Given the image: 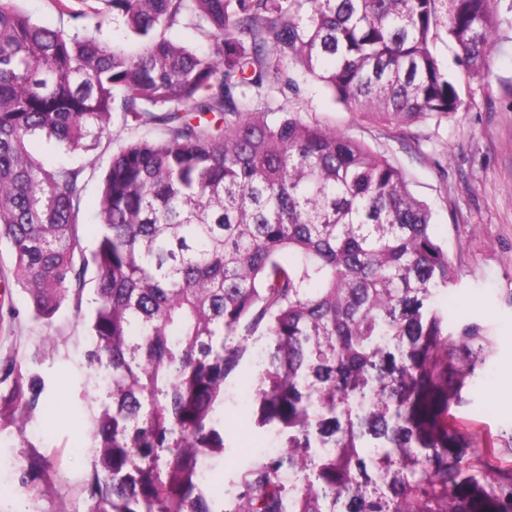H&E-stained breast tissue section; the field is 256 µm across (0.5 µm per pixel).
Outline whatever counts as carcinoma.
<instances>
[{"label":"carcinoma","instance_id":"1","mask_svg":"<svg viewBox=\"0 0 512 512\" xmlns=\"http://www.w3.org/2000/svg\"><path fill=\"white\" fill-rule=\"evenodd\" d=\"M104 2L55 0L65 29L0 0V243L35 319L89 307L90 512H512V445L450 414L488 341L448 333L430 207L363 143L272 107L299 63L364 119L448 120L512 20L448 0L457 77L433 51L440 0ZM114 13L136 51L97 38ZM183 23L208 49L167 36ZM116 118L164 135L112 154L88 247L84 168L30 143L75 152ZM257 345L253 417L280 451L217 511L202 460ZM4 383L0 428L21 432L42 388L16 358ZM49 477L42 457L20 473Z\"/></svg>","mask_w":512,"mask_h":512}]
</instances>
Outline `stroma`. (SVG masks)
Returning <instances> with one entry per match:
<instances>
[{"mask_svg": "<svg viewBox=\"0 0 512 512\" xmlns=\"http://www.w3.org/2000/svg\"><path fill=\"white\" fill-rule=\"evenodd\" d=\"M296 90L279 105L308 122L346 133L400 168L412 193L432 209L438 240L448 247L456 283L438 297L452 329L475 323L491 343L476 363L471 385L453 414L469 427L512 441V28L504 29L487 80L462 88L464 105L447 122L398 127L367 121L330 93L303 67ZM161 127L122 126L87 151L67 153L36 141L49 162L83 166L81 203L85 242L97 231L100 179L113 151L132 139L158 138ZM82 313L62 304L51 323L32 319L19 287L0 303V360L26 359L44 384L40 404L23 432H0V512H88L85 485L91 463L88 411L82 398V352L87 344ZM250 389L228 381L224 397V452L210 464L219 485L233 492L253 462V449L273 448L274 430L255 427ZM31 455L45 456L51 480L39 489L22 485L19 469Z\"/></svg>", "mask_w": 512, "mask_h": 512, "instance_id": "obj_1", "label": "stroma"}]
</instances>
